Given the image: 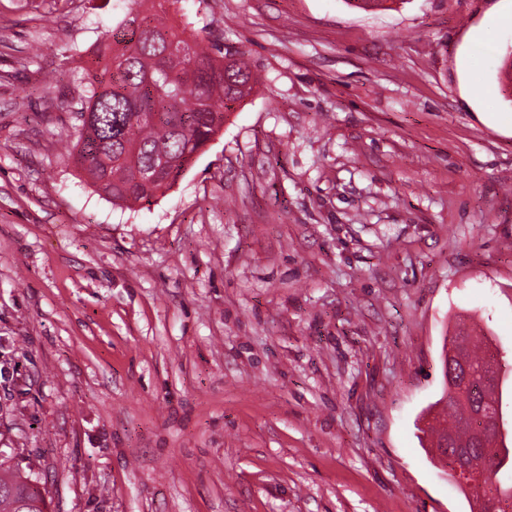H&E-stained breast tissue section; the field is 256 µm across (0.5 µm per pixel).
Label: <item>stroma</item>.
<instances>
[{
    "instance_id": "35a3bbf8",
    "label": "stroma",
    "mask_w": 512,
    "mask_h": 512,
    "mask_svg": "<svg viewBox=\"0 0 512 512\" xmlns=\"http://www.w3.org/2000/svg\"><path fill=\"white\" fill-rule=\"evenodd\" d=\"M124 0H0V462L50 512H471L445 336L512 438V0H179L260 82L163 195L67 149ZM468 360V377L469 382L473 381L477 385H481V391L477 395H473V408H482L485 411L492 410L495 404L499 405V395L491 393L492 381H485L487 373L490 371V364L494 360L492 357L484 354L472 356L469 351L465 352ZM467 380L465 383L473 394V390ZM464 383V384H465Z\"/></svg>"
}]
</instances>
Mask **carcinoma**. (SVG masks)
<instances>
[{"label": "carcinoma", "instance_id": "carcinoma-1", "mask_svg": "<svg viewBox=\"0 0 512 512\" xmlns=\"http://www.w3.org/2000/svg\"><path fill=\"white\" fill-rule=\"evenodd\" d=\"M138 9L117 23L93 52V68L83 74L85 106L97 113V126L81 130L70 156L85 171L98 194L114 205L150 201L167 187L145 184L149 171L163 161H179L201 151L232 105L250 97L258 77L245 53L224 48L210 36L191 40L170 23L169 9L179 0H130ZM469 380L481 386L473 407L492 410L499 397L486 380L493 358L467 355ZM455 422L444 429L452 436L448 454L468 449L486 471L484 485L496 503H512V485L501 476L512 472V449L490 443L473 447L461 441L469 433L462 412L469 407L448 397ZM44 499L28 477L0 463V512H45Z\"/></svg>", "mask_w": 512, "mask_h": 512}]
</instances>
